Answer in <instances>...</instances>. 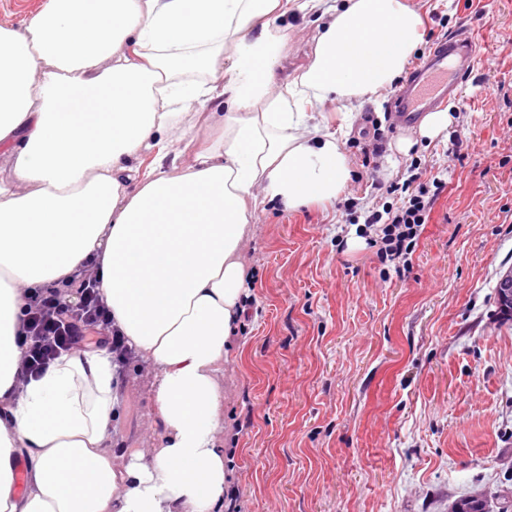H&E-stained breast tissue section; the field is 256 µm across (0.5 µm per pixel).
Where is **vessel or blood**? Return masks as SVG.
Returning <instances> with one entry per match:
<instances>
[{
  "label": "vessel or blood",
  "mask_w": 512,
  "mask_h": 512,
  "mask_svg": "<svg viewBox=\"0 0 512 512\" xmlns=\"http://www.w3.org/2000/svg\"><path fill=\"white\" fill-rule=\"evenodd\" d=\"M475 64L472 36L454 35L435 42L394 94L390 105L393 127L407 128L456 98L462 79L472 73Z\"/></svg>",
  "instance_id": "obj_1"
}]
</instances>
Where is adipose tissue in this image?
<instances>
[{
  "mask_svg": "<svg viewBox=\"0 0 512 512\" xmlns=\"http://www.w3.org/2000/svg\"><path fill=\"white\" fill-rule=\"evenodd\" d=\"M320 24L306 69L271 92L278 21ZM419 16L402 0H47L0 25V512H224V390L251 220L337 200L341 131L404 71ZM220 136L178 173L138 157ZM89 273L154 372L152 447L112 440V357L87 348L19 383L36 290Z\"/></svg>",
  "mask_w": 512,
  "mask_h": 512,
  "instance_id": "1",
  "label": "adipose tissue"
}]
</instances>
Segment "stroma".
<instances>
[{"instance_id": "35a3bbf8", "label": "stroma", "mask_w": 512, "mask_h": 512, "mask_svg": "<svg viewBox=\"0 0 512 512\" xmlns=\"http://www.w3.org/2000/svg\"><path fill=\"white\" fill-rule=\"evenodd\" d=\"M406 2L424 37L469 32L477 69L433 139L392 129L389 95L364 102L344 137V195L397 205L384 187L414 161L447 171L448 187L401 272L341 202L256 212L253 315L221 379L241 512H451L474 493L487 512L512 505V320L495 304L512 268V0ZM290 23L276 88L307 67L318 35ZM376 135L372 173L361 145ZM117 376L112 435L149 447L152 373L133 355Z\"/></svg>"}]
</instances>
